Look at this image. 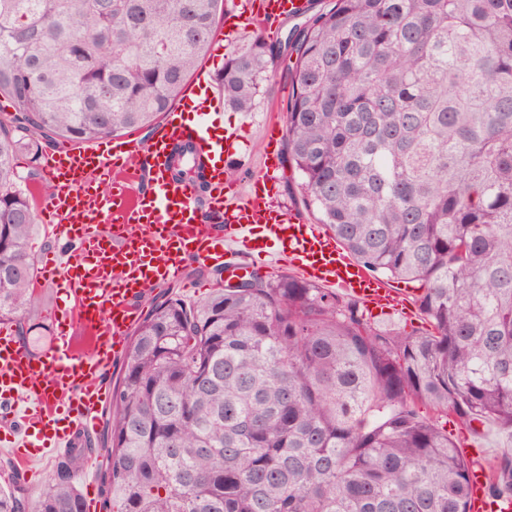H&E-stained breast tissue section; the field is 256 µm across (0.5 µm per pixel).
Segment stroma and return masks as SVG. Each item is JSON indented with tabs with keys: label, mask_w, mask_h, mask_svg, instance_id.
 <instances>
[{
	"label": "stroma",
	"mask_w": 512,
	"mask_h": 512,
	"mask_svg": "<svg viewBox=\"0 0 512 512\" xmlns=\"http://www.w3.org/2000/svg\"><path fill=\"white\" fill-rule=\"evenodd\" d=\"M235 11L233 0H225L217 17V27L223 32V40L220 45L210 46L204 58L199 62V69L208 73H217L224 65L225 57L233 47L243 45L256 37H264L269 43H277L284 39L286 33L294 25L291 17L281 19L270 31H263L261 27L248 23H241L238 30H231L229 17ZM273 94L266 98L264 103L253 112H236L228 108L211 113V122H225L234 127H243L247 139L245 147L239 154L233 165L237 172L235 179L241 188H248L249 181L256 172L258 159L265 148L266 129L269 119L285 121L286 101L290 90L291 77L284 59H277L273 72ZM55 142H41L38 152H23L17 158V171L22 178L23 186L34 191L32 203L37 215L33 236L36 244V263L44 265L47 255H56L58 261L64 262L69 258V253L63 243L54 238L50 224L43 218L44 206L48 201L47 196L41 194L40 188L48 181L42 170L45 153L58 150ZM300 174L290 166H282L278 172L276 191L269 199L270 204L277 210L289 215H295L305 223H314L315 217L306 206L299 184ZM72 302V294L68 285L62 281L38 282L35 287V300L27 310L25 319L27 322L51 327L50 312L54 309H69ZM110 415L109 409H102L98 415V429L94 437L84 441L86 453L74 470L75 482L78 489L92 487L96 496H103V474L107 464V451L103 446V430ZM21 432L18 425H10L6 428V441H0V486H6L14 482H21V469L30 466L39 470L42 481L54 476L58 462L43 457L29 459L28 463H21L17 456V449L10 444L9 439L19 436Z\"/></svg>",
	"instance_id": "obj_1"
}]
</instances>
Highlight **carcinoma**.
Here are the masks:
<instances>
[{
  "mask_svg": "<svg viewBox=\"0 0 512 512\" xmlns=\"http://www.w3.org/2000/svg\"><path fill=\"white\" fill-rule=\"evenodd\" d=\"M221 0H0V325L26 335L36 277L33 135L153 125L207 52ZM291 60L286 157L317 223L370 275L417 284L427 328L383 327L334 288L250 272L198 302L165 292L112 387L104 512H469L477 466L440 419L512 445V0H324L216 75L255 111ZM174 150L173 177L205 175ZM60 463L34 504L82 512ZM486 492L512 502V451Z\"/></svg>",
  "mask_w": 512,
  "mask_h": 512,
  "instance_id": "cac0c4a2",
  "label": "carcinoma"
}]
</instances>
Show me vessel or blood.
<instances>
[{
  "mask_svg": "<svg viewBox=\"0 0 512 512\" xmlns=\"http://www.w3.org/2000/svg\"><path fill=\"white\" fill-rule=\"evenodd\" d=\"M307 0H238L240 12L271 29L281 18L305 10ZM220 103L205 97L189 108L165 112L147 143L136 136L108 139L106 146L72 147L47 153L44 169L57 192L45 211L54 232L70 251V263L46 264L43 280L60 277L74 297L72 309L54 311L56 335L43 351L24 349L9 331L0 332V416L32 430L38 452L69 451L77 438H91L97 415L111 397L107 376L128 351V335L138 322L139 302L151 289L181 277L191 263L231 270L242 257L283 244L297 274L341 288L365 303L392 309L399 297L370 276L317 225L268 206L267 186L276 182L279 152L273 147L281 126L268 124L261 169L248 190L224 174L237 154L239 134L212 133L207 121ZM191 144L202 159L207 205L221 232L202 223L194 186L172 178L169 156L176 145ZM143 157L148 187L130 193L123 174ZM107 174L115 191L100 194L90 182ZM34 411L20 410V399ZM472 512H512L486 497L482 469L471 475Z\"/></svg>",
  "mask_w": 512,
  "mask_h": 512,
  "instance_id": "b4317fda",
  "label": "vessel or blood"
}]
</instances>
